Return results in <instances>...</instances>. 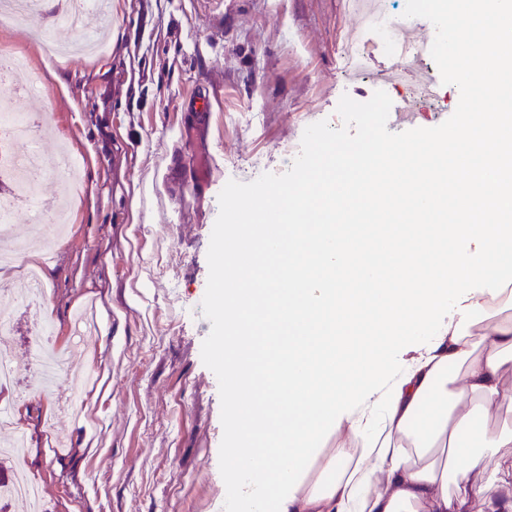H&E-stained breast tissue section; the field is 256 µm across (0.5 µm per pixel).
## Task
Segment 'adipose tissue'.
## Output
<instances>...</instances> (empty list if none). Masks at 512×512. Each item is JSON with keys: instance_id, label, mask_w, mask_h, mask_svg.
Wrapping results in <instances>:
<instances>
[{"instance_id": "adipose-tissue-1", "label": "adipose tissue", "mask_w": 512, "mask_h": 512, "mask_svg": "<svg viewBox=\"0 0 512 512\" xmlns=\"http://www.w3.org/2000/svg\"><path fill=\"white\" fill-rule=\"evenodd\" d=\"M452 9L491 111L331 154L341 184L316 206L305 186L274 189L285 233L261 216L225 227L226 322L252 298L253 255L281 264L262 366L247 330L231 337L224 512H512L473 479L484 449L512 447L481 424L512 403V0H435L432 16ZM342 435L357 447L324 450Z\"/></svg>"}]
</instances>
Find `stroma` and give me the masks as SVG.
<instances>
[{
	"label": "stroma",
	"mask_w": 512,
	"mask_h": 512,
	"mask_svg": "<svg viewBox=\"0 0 512 512\" xmlns=\"http://www.w3.org/2000/svg\"><path fill=\"white\" fill-rule=\"evenodd\" d=\"M100 53L54 54L72 30L42 15L0 23V49L29 55L38 94L15 102L67 142L81 183L55 175L36 195H67L73 224L34 248L54 340L88 381L69 411L0 388L29 440L25 470L48 512H224L219 385L201 357L207 251L228 181L283 167L305 128L335 121L353 82L343 44L357 18L344 0H113ZM212 168L204 188L187 172ZM95 339L73 345L75 311Z\"/></svg>",
	"instance_id": "stroma-1"
}]
</instances>
